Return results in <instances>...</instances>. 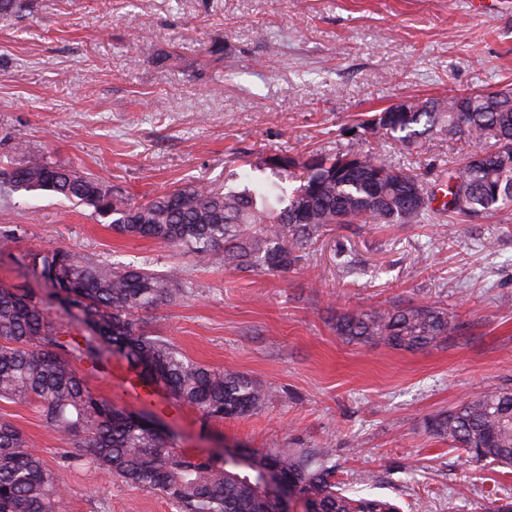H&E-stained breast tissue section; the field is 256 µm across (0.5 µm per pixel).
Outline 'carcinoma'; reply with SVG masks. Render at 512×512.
Wrapping results in <instances>:
<instances>
[{
  "mask_svg": "<svg viewBox=\"0 0 512 512\" xmlns=\"http://www.w3.org/2000/svg\"><path fill=\"white\" fill-rule=\"evenodd\" d=\"M362 126L420 148L434 134L451 141L491 139L486 149L463 154L448 180L430 190L413 168L392 164L379 152L274 155L271 175L256 187L221 190L210 185L175 187L142 200L118 199L99 179L67 165L15 166L0 158V194L45 190L109 219L113 232L177 246L198 263L237 272L288 273L322 232L336 224H407L430 211L470 222L512 211V88L457 93L427 100L411 112H375ZM466 197V208L452 205ZM441 200L433 207L431 203ZM55 297L88 332L62 342L37 300L0 283V399L35 405L47 427L71 444L50 468L9 421L0 419V512H58L62 471L92 464L136 488L167 498L178 512H285L269 496L265 474L288 479L306 512H400L394 503L346 494L326 465L329 448H251L246 463L217 456L196 461L164 434L140 424L94 393L67 354L97 363L118 354L141 378L154 383L206 419H236L273 397L261 380L211 368L187 357L162 336L149 335L137 314L186 296L183 271H155L145 263L121 268L55 247L27 254ZM456 324L428 304L387 311L345 312L336 332L359 343L383 342L418 350L451 335ZM431 430L479 461L512 467V387L481 393L431 420Z\"/></svg>",
  "mask_w": 512,
  "mask_h": 512,
  "instance_id": "obj_1",
  "label": "carcinoma"
}]
</instances>
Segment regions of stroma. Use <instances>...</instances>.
I'll list each match as a JSON object with an SVG mask.
<instances>
[{"label":"stroma","mask_w":512,"mask_h":512,"mask_svg":"<svg viewBox=\"0 0 512 512\" xmlns=\"http://www.w3.org/2000/svg\"><path fill=\"white\" fill-rule=\"evenodd\" d=\"M470 0H28L0 20V154L48 161L142 199L188 184L243 188L272 155L378 148L425 181L455 165L459 143L422 149L383 139L364 114L512 84V14ZM223 41L224 59L207 49ZM0 283L42 298L65 336L78 328L28 267L62 247L124 265L183 269L189 292L141 313L143 330L194 361L256 377L276 393L252 415L203 419L157 393L138 401L109 365L74 359L96 393L158 424L192 457L240 448L330 446L353 493L425 512H493L512 499V468L472 459L429 422L512 386V214L328 227L286 274L198 265L182 249L120 236L92 208L46 191L0 195ZM414 302L456 331L417 351L336 333L347 311ZM48 466L65 442L30 404L0 400ZM60 512H176L161 495L85 464L65 470Z\"/></svg>","instance_id":"stroma-1"}]
</instances>
